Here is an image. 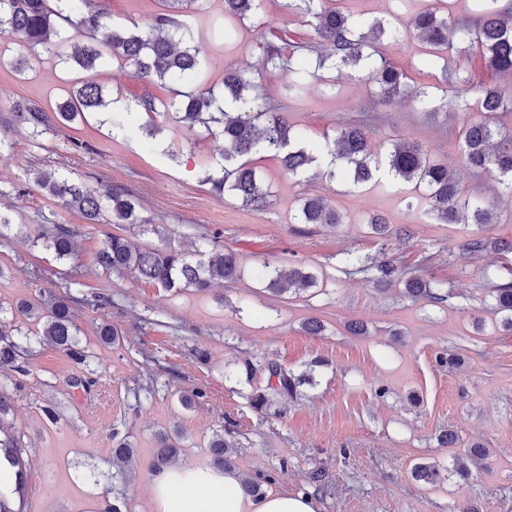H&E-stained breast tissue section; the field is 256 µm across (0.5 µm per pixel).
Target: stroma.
<instances>
[{
    "instance_id": "1",
    "label": "stroma",
    "mask_w": 512,
    "mask_h": 512,
    "mask_svg": "<svg viewBox=\"0 0 512 512\" xmlns=\"http://www.w3.org/2000/svg\"><path fill=\"white\" fill-rule=\"evenodd\" d=\"M428 2H341L360 22L379 20L396 29V38L381 41L378 49L407 75L405 94L379 106L372 143L382 154L400 140L421 144L459 177L467 197L495 203V224L434 223L424 209L409 206L413 186L384 171L360 187L310 175L295 180L264 155L256 162L272 187L273 203L252 210L204 184L206 163L218 146L211 136L189 147L182 132L168 129L151 139L138 123L118 131L93 115L54 124L31 138L15 116L17 104L33 100L54 109L76 75L46 59L32 61L22 73L0 67V140L7 145L0 154V211L15 221L0 240V303L10 307L41 291L61 293L74 269L86 291L111 299L102 310L75 309L92 352L97 384L91 393L71 387L78 368L64 353L33 345L30 374L12 417L30 464L31 512H105L116 470L110 438L115 426L131 432L138 445L126 510L152 512L146 465L156 432L180 426L187 437L180 464L204 467L207 440L225 424L237 433L238 471L272 475L268 491L299 493L313 470H323L329 489L312 492L317 512H452L463 500L474 512H512V334L503 331L483 279L489 267L499 280H512V253L474 255L463 248L475 235L512 240V202L494 174H477L464 164L458 132L464 122L481 120V113L434 112L417 97L419 90L442 84L444 65L482 70L479 61L463 56L436 58L417 40L411 19ZM106 7L114 24L143 29L163 5L108 0ZM193 20L210 30L202 44V85L218 91L225 66L255 64L260 25L304 29L283 0H265L259 21L235 25L225 24L222 0H206ZM97 80L109 99L164 94L115 62L104 65ZM289 81L282 73L262 79L272 101L287 104L290 125L315 153L371 100L369 85L348 69L332 91L310 78L292 96ZM44 170L92 188H125L140 202L142 216L166 228L173 244L187 247L219 234L221 245L240 255L243 276L199 294L103 272L95 254L107 235H122L136 247L157 246V236L86 223L78 211L38 192L34 179ZM306 194L324 196L343 223H295L298 200ZM372 213L408 226L411 237L373 234L366 222ZM46 224L75 231V258L59 260L23 242V234H37ZM350 252L397 260L406 273L443 283L449 298L415 301L405 296L402 283L374 285L368 273L346 265ZM267 262L304 267L317 275L318 285L297 296L268 294L260 283ZM310 317L323 321V335L302 331ZM354 320L364 323V335L348 332ZM105 322L119 331L118 345L99 343ZM440 353L458 359V366L438 365ZM271 362L311 381L296 397L272 395L270 407L260 412L251 397L267 388ZM146 386L151 396L136 399ZM195 387L205 389L206 398L183 410L178 394ZM48 398L63 412L59 424L46 423L38 410ZM451 430L460 438L455 448L439 442ZM472 442L488 451L481 468L466 478L453 474L460 450ZM418 463L437 465L451 477L433 485L416 482L411 468Z\"/></svg>"
}]
</instances>
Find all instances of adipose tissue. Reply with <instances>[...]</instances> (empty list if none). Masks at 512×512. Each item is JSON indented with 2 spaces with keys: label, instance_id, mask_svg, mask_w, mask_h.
<instances>
[{
  "label": "adipose tissue",
  "instance_id": "obj_1",
  "mask_svg": "<svg viewBox=\"0 0 512 512\" xmlns=\"http://www.w3.org/2000/svg\"><path fill=\"white\" fill-rule=\"evenodd\" d=\"M154 512H316L311 497L270 492L250 499L236 472L173 466L151 477Z\"/></svg>",
  "mask_w": 512,
  "mask_h": 512
}]
</instances>
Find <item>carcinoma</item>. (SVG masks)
<instances>
[{
  "instance_id": "obj_1",
  "label": "carcinoma",
  "mask_w": 512,
  "mask_h": 512,
  "mask_svg": "<svg viewBox=\"0 0 512 512\" xmlns=\"http://www.w3.org/2000/svg\"><path fill=\"white\" fill-rule=\"evenodd\" d=\"M164 9L153 17L146 29H126L112 24L104 0H0V33L21 37L35 57L57 59L72 68L78 77L65 101L56 105L55 119L74 123L88 114L100 113L108 102L102 86L95 80L98 70L110 61L133 67L137 78L146 84L168 89L169 97L146 93L129 102L125 111L112 113V127H125L135 114L145 117L141 130L154 138L170 122L185 131L187 141L201 133L224 136L219 155L207 164L205 182L212 190L239 200L243 206L262 210L271 205V185L259 175L254 156L266 154L276 159L291 178H302L312 168L331 182L350 175L357 187L371 181L382 168L404 182L424 186L422 206L438 224H493L490 206L464 195L459 182L444 166L430 160L427 151L415 142H397L386 155L371 146L369 115L342 124L327 142L321 155L310 153L300 144V135L288 122V113L265 99L259 79L267 73L317 76L327 86L336 85L334 70L353 66L375 87V97L385 104L405 87L406 74L384 58L376 59L377 44L392 30L380 21L369 25L353 19L338 5L340 0H284L283 7L307 19L313 33L303 36L288 27L266 28L256 41L259 49L253 69H224V98L217 99L211 90L194 86L202 70L199 34L186 17L201 9L203 0H161ZM418 13L413 20L417 38L428 51L444 60L448 53L479 56L486 67L496 71L512 70V11L507 12L499 0H478L479 17L473 24L453 22L439 13L437 4ZM264 0H224V19L242 22L257 18ZM70 33V51H60L57 37ZM422 103L440 110L453 104L467 112H481L484 119L465 123L459 139L466 167L476 173L491 171L498 175L501 191L512 195V133H504L495 123L499 113L512 112V94L485 84L474 89L469 72L445 69V83L436 91L422 92ZM16 117L28 125L35 139L52 125V119L39 105L29 103L18 108ZM43 196L77 209L89 224H127L161 238L162 245L152 249H134L128 241L113 234L96 254L102 270L129 273L138 281L159 285L167 290L191 289L197 293L211 291L214 284L241 277L242 263L237 253L227 251L216 259L204 260L206 250L215 248L219 236L203 237L197 249L186 253L171 245L166 233L146 223L139 213L136 199L125 189L108 186L92 189L85 184L44 171L37 178ZM298 224H341L343 217L326 200L317 195L299 199ZM30 245L49 251L59 260L72 258L77 252L76 233L54 224L29 239ZM472 254L486 251H512V240H490L474 236L464 244ZM348 262L360 272L371 274L379 285L404 282V292L412 298L425 297L441 303L448 299L442 284L420 276L402 278L401 267L393 260L378 261L367 255L351 254ZM264 291L274 296L298 294L317 286V276L296 266L263 265ZM489 295L495 311L501 314L502 326L512 333V281L498 282L487 277ZM82 287L75 277L65 283L61 295H49L36 303L23 302L19 310L41 326L37 335L62 351L77 364L86 363L87 347L80 341L73 305L99 309L110 303L98 292L77 297L71 289ZM13 310L0 304V371L17 376L29 375L28 357L32 355L31 331L14 322ZM269 378L276 379L273 389L290 397L297 394L304 381L301 376L283 372L268 364ZM16 392L0 387V457L16 468L15 485L18 502H24L27 490V464L21 437L4 433L13 415ZM112 458L129 462L136 457V443L127 431L111 429ZM185 434L178 426L156 434V448L148 464L155 473L180 456ZM209 465L218 471L236 468L234 429L224 426L212 432L208 442ZM412 477L434 484L440 480L438 468L417 464ZM132 472L119 469L112 475V504L107 512H122L124 488ZM271 480L247 474L239 475L240 489L248 497L263 495L262 481Z\"/></svg>"
}]
</instances>
